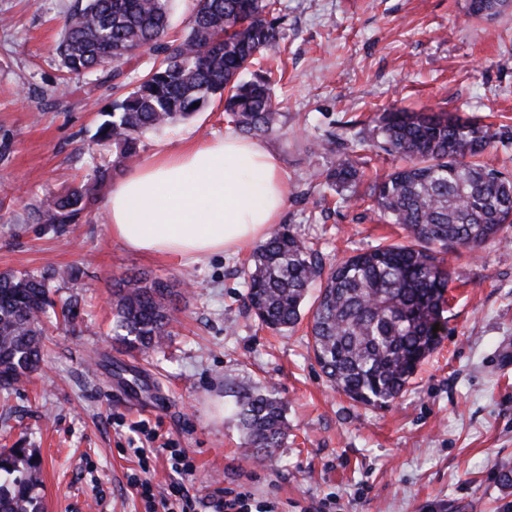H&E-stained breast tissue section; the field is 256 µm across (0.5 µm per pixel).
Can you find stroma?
Here are the masks:
<instances>
[{
    "label": "stroma",
    "instance_id": "obj_1",
    "mask_svg": "<svg viewBox=\"0 0 512 512\" xmlns=\"http://www.w3.org/2000/svg\"><path fill=\"white\" fill-rule=\"evenodd\" d=\"M76 0H0V273L51 275L71 300L73 324L50 325L37 371L0 388V448L43 461L44 512H151L134 484L169 481L164 451L148 470L130 455L146 422L196 467L186 512H212L216 488H250L279 512H500L512 501L501 465L512 463V244L478 256L451 253L446 332L404 392L388 405L334 390L309 348L306 323L279 334L249 310L240 269L253 251L176 262L128 250L108 223L101 186L76 224L42 223L37 201L93 176L113 146L93 141L117 91L93 78L61 86L54 55ZM282 51L272 71L285 124L265 136L288 175L280 221L323 266L403 230L378 223L369 200L343 203L312 181L331 155L314 143L342 125L393 107L444 110L512 126V8L471 19L467 0H280ZM231 125L220 98L192 118L146 134L140 159L186 140H214ZM364 185L397 161L348 141ZM145 273L173 285L177 320L161 348L129 352L112 340L115 280ZM274 387L288 437L263 461L231 418L240 386Z\"/></svg>",
    "mask_w": 512,
    "mask_h": 512
}]
</instances>
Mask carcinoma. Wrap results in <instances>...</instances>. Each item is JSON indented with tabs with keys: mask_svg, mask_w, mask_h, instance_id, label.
I'll use <instances>...</instances> for the list:
<instances>
[{
	"mask_svg": "<svg viewBox=\"0 0 512 512\" xmlns=\"http://www.w3.org/2000/svg\"><path fill=\"white\" fill-rule=\"evenodd\" d=\"M170 0H85L68 15L55 47L62 72L112 81L140 52L159 58L132 91L102 110L94 139L120 149L117 163L138 156L144 133L159 130L224 98L234 129L251 136L282 130L283 113L271 73L241 75L255 60L280 52L279 0H196L188 31L168 39ZM198 107H193V104ZM512 140L495 128L447 112L390 109L375 118L363 142L403 164L370 187L373 211L407 233L405 244L357 253L328 274L310 321L313 353L331 385L362 405H385L406 388L418 364L446 330L443 318L450 271L442 255L478 252L492 240L512 237V175L480 157ZM111 174L96 165L95 179L39 203L45 224H76ZM326 189L345 202L359 197L360 170L338 153L319 172ZM323 269L311 245L284 224L253 253L243 269L250 310L278 331L302 319L311 283ZM113 332L129 349L161 345L174 320V286L144 275L115 280ZM72 306L50 297L46 276L0 274V387L36 370L43 322ZM439 330L432 331L433 325ZM235 420L254 454L268 456L288 433L284 406L274 388H243ZM41 463L23 448L0 450V512H42L36 497Z\"/></svg>",
	"mask_w": 512,
	"mask_h": 512,
	"instance_id": "carcinoma-1",
	"label": "carcinoma"
}]
</instances>
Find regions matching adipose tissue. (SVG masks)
<instances>
[{"mask_svg": "<svg viewBox=\"0 0 512 512\" xmlns=\"http://www.w3.org/2000/svg\"><path fill=\"white\" fill-rule=\"evenodd\" d=\"M286 195L277 155L227 134L159 149L113 185L106 210L129 250L196 259L265 239Z\"/></svg>", "mask_w": 512, "mask_h": 512, "instance_id": "ef3b65f1", "label": "adipose tissue"}]
</instances>
